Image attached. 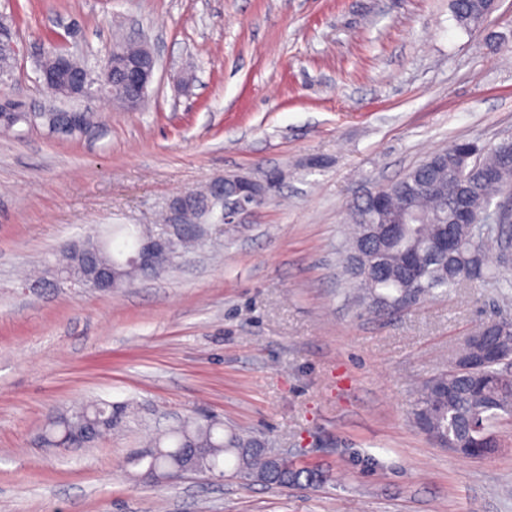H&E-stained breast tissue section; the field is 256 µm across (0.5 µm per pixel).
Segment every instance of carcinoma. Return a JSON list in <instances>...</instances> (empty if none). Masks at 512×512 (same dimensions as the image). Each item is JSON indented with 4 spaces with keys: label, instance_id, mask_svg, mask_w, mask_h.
Returning a JSON list of instances; mask_svg holds the SVG:
<instances>
[{
    "label": "carcinoma",
    "instance_id": "1",
    "mask_svg": "<svg viewBox=\"0 0 512 512\" xmlns=\"http://www.w3.org/2000/svg\"><path fill=\"white\" fill-rule=\"evenodd\" d=\"M456 22L463 28L476 27L492 12L488 0H451ZM496 174L484 182L486 196L493 199L512 192V142L484 148L469 140H457L448 149L430 156L401 179L385 186L386 209L372 215L373 223L351 225L346 269L355 280L359 299L370 308H393L399 300L416 298L436 290L455 287L463 279L493 281L509 290L507 276L512 259V226L478 230L474 224L453 222L463 197L448 198V184L464 188L483 182V173ZM125 234L123 248L113 252L111 244L91 236L62 251L53 272L64 271L80 280L100 266L117 275L116 287L125 288L138 277L157 276L158 270H144L129 258L142 242L154 234L147 225L133 230L119 227L112 235ZM200 243L191 224L183 225L172 242V259L184 248ZM498 255L497 265L487 263L488 253ZM512 388V372L502 364L478 371L440 373L428 379L415 401L414 416L419 428L443 448H461L479 441L497 444L490 426L499 418H512V403L504 392ZM126 407L94 402L71 409L52 419L44 441L49 445L86 446L120 425ZM150 447L156 452L145 458L154 478L168 477L176 468L184 448H210L212 453L199 462L201 471L224 476L225 456L233 458V470L269 485L288 487L313 483L322 475L294 465L280 456L270 460L261 444L237 432L224 433L221 420L201 415L155 437Z\"/></svg>",
    "mask_w": 512,
    "mask_h": 512
}]
</instances>
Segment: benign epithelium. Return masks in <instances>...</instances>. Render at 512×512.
Masks as SVG:
<instances>
[{
    "mask_svg": "<svg viewBox=\"0 0 512 512\" xmlns=\"http://www.w3.org/2000/svg\"><path fill=\"white\" fill-rule=\"evenodd\" d=\"M57 72L46 70L40 72L45 87L60 99H89L98 94L112 95V88L117 87L125 91V110L133 111L138 101L145 98L149 88L154 82L158 69V62L147 45L139 46V54L131 57L126 48L119 44L112 45L103 71L99 77L94 78L85 72H76L70 67V59L57 60ZM22 111V106L11 100L0 101V130H10L14 123L9 119L13 112ZM93 126V120L88 111L72 110L69 121L64 123L62 129L66 132L86 133ZM279 176L274 179L255 181L246 176L232 175L213 179L209 186V197L224 198L226 194L234 196V201L224 209L225 224H239L241 220L252 214L270 196V189L278 184ZM472 205L465 217L476 221L480 218L489 223L500 224L512 219V195L498 201L496 206L490 208L484 204L485 193L479 186L471 189ZM199 207L195 205V196L184 193L173 198L167 205V224L165 231L169 232L180 224H199L201 220L195 217ZM166 235H159L144 243L137 256V264L144 267L156 268L164 265L168 260ZM512 334V320L499 319L487 325L485 335L470 336L467 343L470 353L454 361V369L465 367H479L492 362H501L497 343L500 339Z\"/></svg>",
    "mask_w": 512,
    "mask_h": 512,
    "instance_id": "benign-epithelium-1",
    "label": "benign epithelium"
}]
</instances>
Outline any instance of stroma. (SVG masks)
<instances>
[{"label": "stroma", "mask_w": 512, "mask_h": 512, "mask_svg": "<svg viewBox=\"0 0 512 512\" xmlns=\"http://www.w3.org/2000/svg\"><path fill=\"white\" fill-rule=\"evenodd\" d=\"M17 47L0 97L59 107L36 61L99 71L114 36L158 58L145 108L71 100L84 135L0 133V512H512V425L471 459L416 426L419 386L512 290L460 282L412 307L360 304L346 226L374 189L457 139L512 140V0L460 27L450 0H0ZM279 193L164 274L101 292L53 254L93 228L157 224L225 175ZM88 401L126 405L80 448L40 436ZM198 414L328 472L319 487L248 475L138 479L149 436Z\"/></svg>", "instance_id": "1"}]
</instances>
